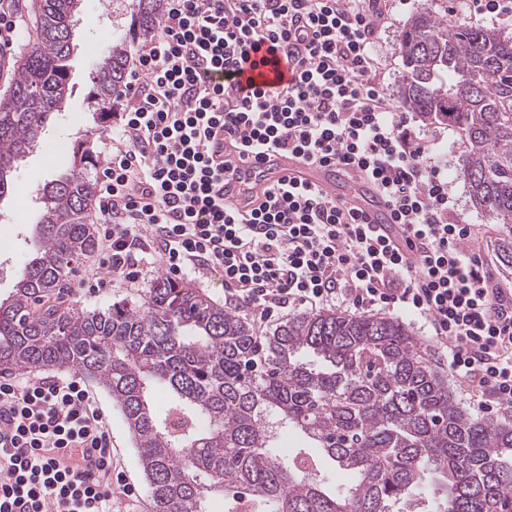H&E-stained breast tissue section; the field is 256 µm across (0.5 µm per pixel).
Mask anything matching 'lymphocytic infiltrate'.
<instances>
[{
  "label": "lymphocytic infiltrate",
  "instance_id": "1",
  "mask_svg": "<svg viewBox=\"0 0 512 512\" xmlns=\"http://www.w3.org/2000/svg\"><path fill=\"white\" fill-rule=\"evenodd\" d=\"M388 0H167L137 51L95 186L102 242L94 288L214 275L224 307L265 328L284 312L403 310L423 321L478 411L512 412V293L491 284L448 180V146L413 126L375 58ZM293 78L242 93L261 45ZM367 178L402 236L345 198L278 180L250 211L224 199L216 134ZM111 430L80 375L0 379V512H112Z\"/></svg>",
  "mask_w": 512,
  "mask_h": 512
}]
</instances>
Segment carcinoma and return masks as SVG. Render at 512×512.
<instances>
[{
    "mask_svg": "<svg viewBox=\"0 0 512 512\" xmlns=\"http://www.w3.org/2000/svg\"><path fill=\"white\" fill-rule=\"evenodd\" d=\"M81 0H32L36 38L0 95V199L18 162L71 95V18ZM165 0H132L123 36L92 76L115 101L131 42ZM398 102L458 130L472 206L505 227L512 269V38L449 25L425 8L400 35ZM46 183L33 253L0 300V373L80 370L112 396L132 435L151 512H512V426L472 417L398 319L323 310L256 336L186 282L159 279L138 312L120 301L51 303L92 253L91 141ZM340 470L346 480L332 478Z\"/></svg>",
    "mask_w": 512,
    "mask_h": 512,
    "instance_id": "carcinoma-1",
    "label": "carcinoma"
}]
</instances>
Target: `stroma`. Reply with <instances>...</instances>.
Wrapping results in <instances>:
<instances>
[{"label":"stroma","instance_id":"stroma-1","mask_svg":"<svg viewBox=\"0 0 512 512\" xmlns=\"http://www.w3.org/2000/svg\"><path fill=\"white\" fill-rule=\"evenodd\" d=\"M426 7L443 13L456 9L457 0H410L409 4L397 5L378 35L376 56L381 63L383 82L388 93H395L402 72L399 49L401 32L411 16ZM130 8L131 0H85L72 18L74 50L69 58V74L73 91L61 110L54 113L49 124L53 130L66 128L69 144L52 157L47 156L45 144L33 146L22 163L23 173L15 181L13 193L0 201V241L7 243L6 248H0V298L7 297L11 292L15 278L28 258L31 224L40 207L39 197L43 185L72 168V144L91 139L96 143L99 153L108 151L106 134L111 124L99 117L100 108L92 96L89 58L96 44L95 33L126 28ZM20 13L14 46L11 52L0 57V93L11 82L18 60L28 48V38L35 33L36 18L32 0H21ZM452 190L460 200L461 220L480 225L484 232L479 253L496 283L501 288L512 289V270L502 269L494 252V243L503 232L502 226L494 224L487 215L473 208L462 180H453ZM93 266L94 261L90 258L77 265L74 276L69 280V292L63 298L64 303L75 302L88 308L118 301L137 304L145 298L154 283L153 278L149 277L134 287L118 282L114 287L92 292L84 288L83 282ZM87 387L111 426L113 463L135 490L133 512H150L147 487L131 435L121 414L101 385L91 380Z\"/></svg>","mask_w":512,"mask_h":512}]
</instances>
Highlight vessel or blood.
<instances>
[{"mask_svg": "<svg viewBox=\"0 0 512 512\" xmlns=\"http://www.w3.org/2000/svg\"><path fill=\"white\" fill-rule=\"evenodd\" d=\"M255 64L247 68L246 74L256 83H280L291 80L292 70L288 64L276 59L267 49H260L254 54ZM223 157L232 167V174L227 177L224 190L240 207L249 206L257 190L267 186L272 180L294 175L298 161L295 157L277 153L267 155L260 160H239L232 147H225ZM310 183L316 184L329 194L337 191L349 192L361 207L368 223L383 225L387 232L397 229L393 217L384 203L377 196L371 183L362 181L358 176L347 175L343 169L333 166L315 165L305 171Z\"/></svg>", "mask_w": 512, "mask_h": 512, "instance_id": "1", "label": "vessel or blood"}]
</instances>
